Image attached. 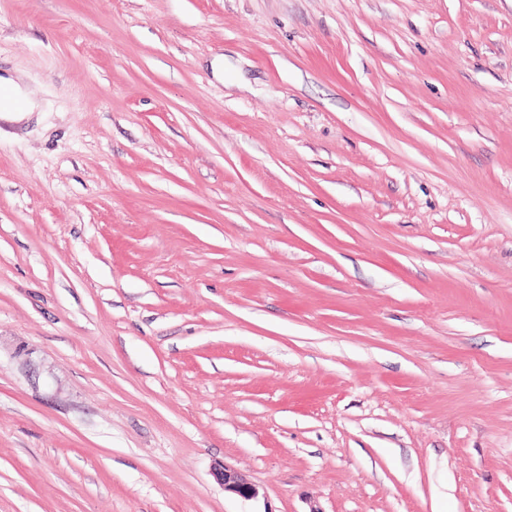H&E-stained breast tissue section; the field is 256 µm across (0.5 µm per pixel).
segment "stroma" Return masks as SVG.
Listing matches in <instances>:
<instances>
[{
    "mask_svg": "<svg viewBox=\"0 0 512 512\" xmlns=\"http://www.w3.org/2000/svg\"><path fill=\"white\" fill-rule=\"evenodd\" d=\"M0 73V512H512V0H0ZM0 88L4 92L0 104V118L20 120L38 108V105L26 96L21 84L16 79L0 76ZM17 102H20L21 105H17ZM218 478L224 486L225 492L245 500L256 499L259 496L258 487L233 468L224 465L218 473Z\"/></svg>",
    "mask_w": 512,
    "mask_h": 512,
    "instance_id": "stroma-1",
    "label": "stroma"
}]
</instances>
